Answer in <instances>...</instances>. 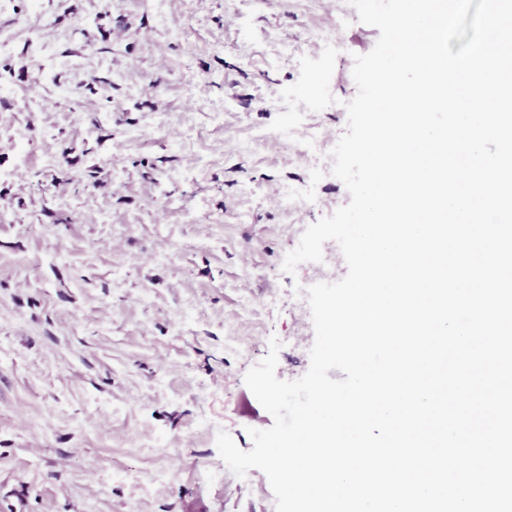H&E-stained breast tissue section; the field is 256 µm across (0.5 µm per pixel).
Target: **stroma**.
I'll list each match as a JSON object with an SVG mask.
<instances>
[{
	"label": "stroma",
	"instance_id": "35a3bbf8",
	"mask_svg": "<svg viewBox=\"0 0 512 512\" xmlns=\"http://www.w3.org/2000/svg\"><path fill=\"white\" fill-rule=\"evenodd\" d=\"M324 30L332 94L378 29L345 0H10L0 32V512H275L267 477L229 472L226 430L272 416L244 382L310 365L296 285L304 230L342 181L261 135ZM307 187L299 211L275 191ZM223 473L222 481L208 472Z\"/></svg>",
	"mask_w": 512,
	"mask_h": 512
}]
</instances>
